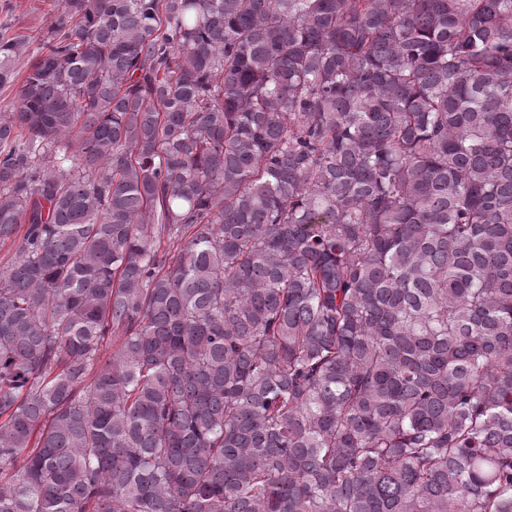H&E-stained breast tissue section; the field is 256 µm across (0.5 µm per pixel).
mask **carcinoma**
<instances>
[{
  "mask_svg": "<svg viewBox=\"0 0 512 512\" xmlns=\"http://www.w3.org/2000/svg\"><path fill=\"white\" fill-rule=\"evenodd\" d=\"M32 44L0 512H512V0H58Z\"/></svg>",
  "mask_w": 512,
  "mask_h": 512,
  "instance_id": "cac0c4a2",
  "label": "carcinoma"
}]
</instances>
